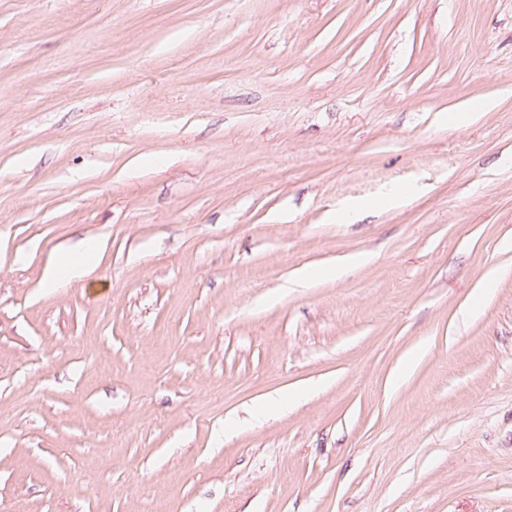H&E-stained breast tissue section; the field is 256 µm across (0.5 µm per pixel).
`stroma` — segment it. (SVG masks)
<instances>
[{
    "instance_id": "35a3bbf8",
    "label": "stroma",
    "mask_w": 512,
    "mask_h": 512,
    "mask_svg": "<svg viewBox=\"0 0 512 512\" xmlns=\"http://www.w3.org/2000/svg\"><path fill=\"white\" fill-rule=\"evenodd\" d=\"M0 512H512V0H0ZM95 249V243L88 238L80 240L76 246L59 249L45 270L44 285L55 288L64 280H82L88 274L87 259Z\"/></svg>"
}]
</instances>
